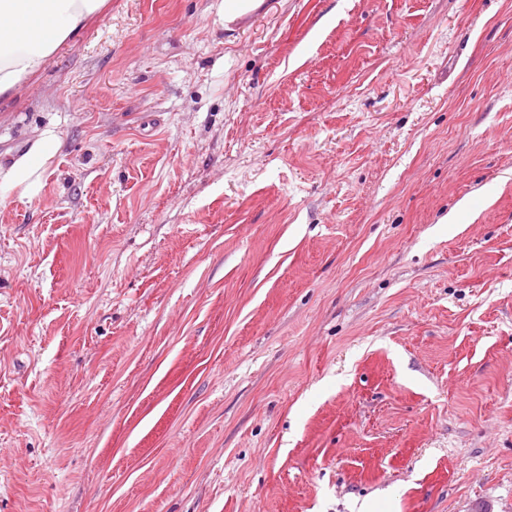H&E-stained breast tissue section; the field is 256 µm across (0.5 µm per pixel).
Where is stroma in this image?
Listing matches in <instances>:
<instances>
[{"mask_svg":"<svg viewBox=\"0 0 512 512\" xmlns=\"http://www.w3.org/2000/svg\"><path fill=\"white\" fill-rule=\"evenodd\" d=\"M218 4L0 97V512H512V0ZM259 1L256 0H221L218 7L219 16L224 22L225 19L234 21L238 17L247 14L259 5ZM61 147L58 134L46 128L35 139L29 150L2 170L0 167V199L17 194L31 201L39 196L44 186L45 174Z\"/></svg>","mask_w":512,"mask_h":512,"instance_id":"35a3bbf8","label":"stroma"}]
</instances>
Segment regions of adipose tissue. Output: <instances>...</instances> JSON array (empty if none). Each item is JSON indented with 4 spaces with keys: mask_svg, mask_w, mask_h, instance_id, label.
I'll list each match as a JSON object with an SVG mask.
<instances>
[{
    "mask_svg": "<svg viewBox=\"0 0 512 512\" xmlns=\"http://www.w3.org/2000/svg\"><path fill=\"white\" fill-rule=\"evenodd\" d=\"M105 5L106 0H0V96L39 72ZM60 147L55 130H43L25 154L0 169V199L38 197Z\"/></svg>",
    "mask_w": 512,
    "mask_h": 512,
    "instance_id": "ef3b65f1",
    "label": "adipose tissue"
}]
</instances>
